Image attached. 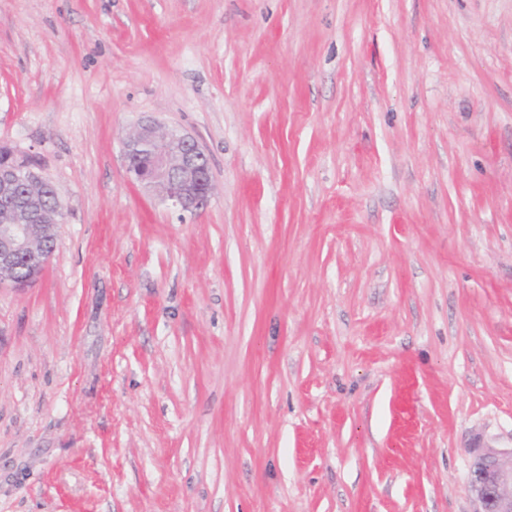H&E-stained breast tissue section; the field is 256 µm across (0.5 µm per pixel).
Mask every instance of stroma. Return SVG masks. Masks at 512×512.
Returning <instances> with one entry per match:
<instances>
[{
	"mask_svg": "<svg viewBox=\"0 0 512 512\" xmlns=\"http://www.w3.org/2000/svg\"><path fill=\"white\" fill-rule=\"evenodd\" d=\"M152 117L213 192L130 181ZM0 512H475L512 447V0H0ZM135 150H147L146 168L136 165ZM123 155L136 181L173 208L195 211L206 202L212 186L209 158L194 138L176 130L161 132L154 121L142 120L125 139ZM17 159L30 166L0 164V284L7 281L15 288H26L37 280L45 266V242L54 238L63 211L58 203L60 189L44 181L31 166L35 165L31 158ZM40 183L34 190H24L20 201L23 204L33 201L43 209H53L58 203L52 212L32 211L13 203L18 185L24 184L29 189ZM21 263L25 264V276L18 273ZM474 459L468 475L475 512H512V448L498 449L475 437Z\"/></svg>",
	"mask_w": 512,
	"mask_h": 512,
	"instance_id": "stroma-1",
	"label": "stroma"
}]
</instances>
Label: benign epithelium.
Returning <instances> with one entry per match:
<instances>
[{
	"label": "benign epithelium",
	"mask_w": 512,
	"mask_h": 512,
	"mask_svg": "<svg viewBox=\"0 0 512 512\" xmlns=\"http://www.w3.org/2000/svg\"><path fill=\"white\" fill-rule=\"evenodd\" d=\"M126 168L146 190L170 206L195 211L207 200L212 181L209 158L194 138L176 130L160 131L142 120L123 143ZM43 182L33 166L0 164V284L26 288L40 276L47 258L45 242L62 223L61 207L32 211L13 203L18 185ZM468 475L475 512H512V448L498 449L477 436Z\"/></svg>",
	"instance_id": "benign-epithelium-1"
}]
</instances>
